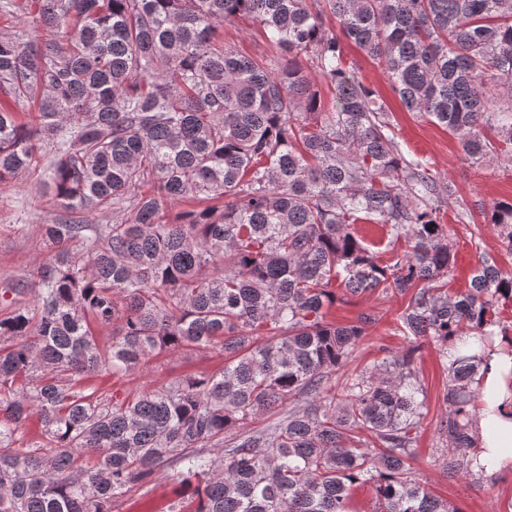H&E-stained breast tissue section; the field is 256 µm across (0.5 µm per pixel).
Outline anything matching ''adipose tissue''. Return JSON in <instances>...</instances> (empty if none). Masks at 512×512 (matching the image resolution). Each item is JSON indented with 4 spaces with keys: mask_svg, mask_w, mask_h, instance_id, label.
<instances>
[{
    "mask_svg": "<svg viewBox=\"0 0 512 512\" xmlns=\"http://www.w3.org/2000/svg\"><path fill=\"white\" fill-rule=\"evenodd\" d=\"M479 373L485 397L475 424L482 448L477 464L493 474L512 466V356L485 351Z\"/></svg>",
    "mask_w": 512,
    "mask_h": 512,
    "instance_id": "adipose-tissue-1",
    "label": "adipose tissue"
}]
</instances>
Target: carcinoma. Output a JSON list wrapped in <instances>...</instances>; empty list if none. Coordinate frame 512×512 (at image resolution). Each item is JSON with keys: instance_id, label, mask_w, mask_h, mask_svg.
<instances>
[{"instance_id": "carcinoma-1", "label": "carcinoma", "mask_w": 512, "mask_h": 512, "mask_svg": "<svg viewBox=\"0 0 512 512\" xmlns=\"http://www.w3.org/2000/svg\"><path fill=\"white\" fill-rule=\"evenodd\" d=\"M0 16L22 22L0 35V185L31 183L54 208L48 257L0 288V512H112L171 471V512H347L359 483L373 512H458L413 477V355L427 341L448 353L464 326L480 346L512 344V272L485 254L449 291L452 188L398 148L345 42L481 168L512 160V106L483 92L512 90V0H0ZM239 18L274 55L218 38ZM486 221L512 254V200ZM361 222L386 228L389 258ZM376 292L409 297L411 348L338 389L373 318L327 312ZM186 347L224 367L122 399L86 384ZM477 359L448 365L450 474H473L481 452Z\"/></svg>"}]
</instances>
